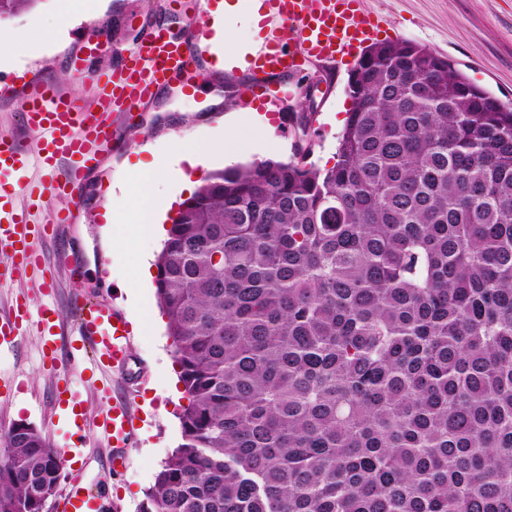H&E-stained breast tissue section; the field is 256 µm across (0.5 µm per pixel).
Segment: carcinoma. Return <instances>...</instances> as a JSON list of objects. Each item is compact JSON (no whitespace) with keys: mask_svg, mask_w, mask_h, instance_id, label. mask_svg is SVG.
I'll return each mask as SVG.
<instances>
[{"mask_svg":"<svg viewBox=\"0 0 512 512\" xmlns=\"http://www.w3.org/2000/svg\"><path fill=\"white\" fill-rule=\"evenodd\" d=\"M347 88L333 166L216 170L172 219L188 404L140 512H512V106L407 41ZM60 457L0 432V512H41Z\"/></svg>","mask_w":512,"mask_h":512,"instance_id":"obj_1","label":"carcinoma"}]
</instances>
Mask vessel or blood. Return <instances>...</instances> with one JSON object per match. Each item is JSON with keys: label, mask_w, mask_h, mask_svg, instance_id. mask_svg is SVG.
<instances>
[{"label": "vessel or blood", "mask_w": 512, "mask_h": 512, "mask_svg": "<svg viewBox=\"0 0 512 512\" xmlns=\"http://www.w3.org/2000/svg\"><path fill=\"white\" fill-rule=\"evenodd\" d=\"M268 6L267 34L251 69L253 82L247 91L260 105L276 104L284 92V78L299 72L305 61L333 62L354 51L370 39L380 27L377 18L365 12L359 0H265ZM299 40L295 49L287 48V31ZM208 28L194 18H187L181 35L170 34L164 26L152 27L133 49L118 53L120 65L98 84L94 106L81 107L75 98L61 93L54 84L43 80L1 81L0 97L21 101L24 127L40 141L37 160H30L23 146L9 135L0 136V182H10L11 192L0 193V252L11 258L0 268L1 278H22L30 273L46 274L50 268L41 252L34 250L37 239L58 246L56 260L69 272H76L70 226L83 200L85 176L100 155L117 148L120 132L115 115L130 116L168 85L184 91L194 89L196 61L188 44L207 47ZM88 54L67 60L72 74L88 73L89 53L110 51L108 36L91 29L86 36ZM38 163L45 175L33 182L28 176L31 163ZM62 200L63 206L43 224L31 221V210L43 192ZM23 196L26 206H16V196ZM71 305L76 311L74 334L82 349L91 355L92 365L100 375L121 371L130 353V326L124 315L108 306L73 292ZM58 315L48 305L31 307L26 299H16L7 314L0 315V345L11 343L27 329H36L42 339L45 362L57 364ZM138 417L128 395L116 394L112 406L97 419L77 426L75 436L84 439L87 430H95L112 446V469L127 462V450L133 445ZM102 494L71 481L62 512H101Z\"/></svg>", "instance_id": "vessel-or-blood-1"}]
</instances>
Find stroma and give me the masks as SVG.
<instances>
[{"instance_id": "1", "label": "stroma", "mask_w": 512, "mask_h": 512, "mask_svg": "<svg viewBox=\"0 0 512 512\" xmlns=\"http://www.w3.org/2000/svg\"><path fill=\"white\" fill-rule=\"evenodd\" d=\"M216 0H83L84 12L75 24L61 27L57 14L60 0H39L32 10L0 20L10 34V45L32 46L29 55L12 57L0 64V80L43 79L61 92L90 104L95 88L90 78H76L66 67L67 57L78 50L89 27L104 30L112 43L131 49L146 29L158 21L172 31H181L186 17L205 18ZM366 10L384 16L388 27L379 34L382 42L408 41L450 60L472 83L499 100L512 103V0H364ZM357 63L348 57L322 70L309 68L288 86L287 110L269 117L268 126H249L235 139L236 164L274 157L289 160L298 149L295 131L300 123L296 105L307 84L317 81L323 89L321 105L312 124L309 159L320 167L334 163L337 115L348 114L352 100L348 77ZM247 99L208 102L203 88L184 95L173 88L160 89L151 104L135 114L131 126L122 127L120 148L107 153L93 175L83 205L72 226V240L79 253L78 281L57 269L51 289L40 280L24 278L0 281V312L8 311L16 294H27L32 304L54 306L59 315L58 345L67 348L74 312L70 306L73 289L94 301H106L122 309L130 323L131 362L129 369L139 380L134 395L138 431L134 448L120 474L109 470L112 450L108 442L89 436L85 447L74 445V426L65 409H54V387L60 373H68L82 395L81 408L94 419L112 405L91 381L92 365L87 358L77 363L60 362L50 370L42 362L41 342L36 330L0 347V377L24 382L14 396L0 398V426L15 421L32 424L45 434L64 457L65 468L47 508L58 512L71 477L91 488L109 486L110 498L103 512H140L144 492L181 438L178 415L187 400L178 379L167 319L162 312L155 282H147L138 295H131L130 275L142 258H157L162 242L150 226L113 241L104 230V215L110 205L139 198L143 192L144 168L166 163L174 141L195 143L202 135L224 127V115L233 108L246 110ZM224 157L214 154L192 164L181 161L185 185L163 180L157 194L181 203L199 188L208 173L222 169Z\"/></svg>"}]
</instances>
